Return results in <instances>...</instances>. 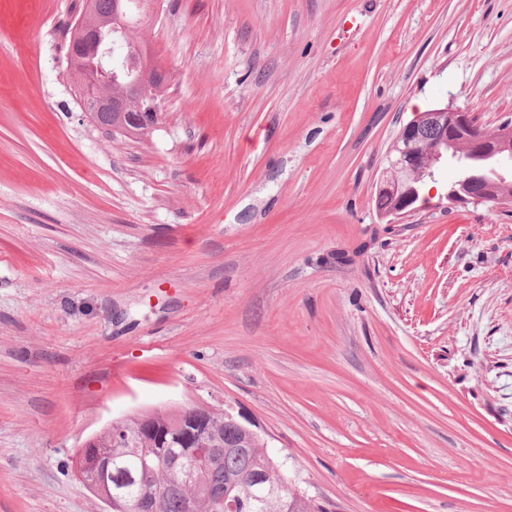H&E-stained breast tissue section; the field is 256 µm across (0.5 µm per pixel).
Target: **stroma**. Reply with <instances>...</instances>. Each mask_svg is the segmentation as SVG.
Listing matches in <instances>:
<instances>
[{
	"instance_id": "35a3bbf8",
	"label": "stroma",
	"mask_w": 512,
	"mask_h": 512,
	"mask_svg": "<svg viewBox=\"0 0 512 512\" xmlns=\"http://www.w3.org/2000/svg\"><path fill=\"white\" fill-rule=\"evenodd\" d=\"M0 0V512H109L112 419L219 405L331 512H512V207L375 208L413 112L512 123V0H158L162 120L110 136Z\"/></svg>"
}]
</instances>
